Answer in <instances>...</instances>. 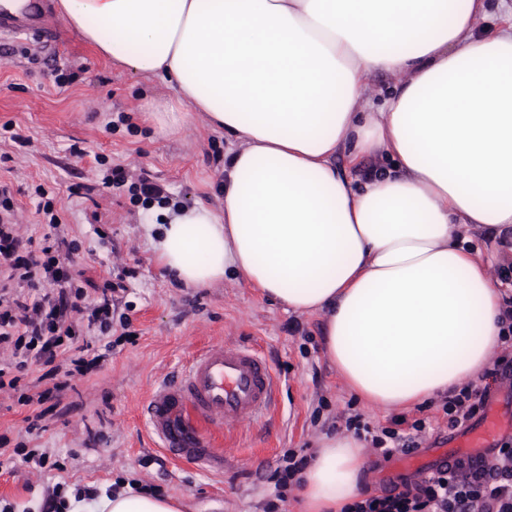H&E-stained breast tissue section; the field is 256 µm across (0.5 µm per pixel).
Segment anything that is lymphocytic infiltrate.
Listing matches in <instances>:
<instances>
[{"label":"lymphocytic infiltrate","mask_w":512,"mask_h":512,"mask_svg":"<svg viewBox=\"0 0 512 512\" xmlns=\"http://www.w3.org/2000/svg\"><path fill=\"white\" fill-rule=\"evenodd\" d=\"M37 195L36 212L48 218L40 240L23 239L15 225L0 224V347L11 351L9 361L0 364V389L18 391L23 406L34 401L20 391L32 365L47 367L57 391L66 388V380L73 374L102 366L104 354H90L71 313L86 314L89 328L103 336L110 335L114 323L112 283H105L101 295L92 299L84 286L59 267L56 254L66 240L60 235L57 201L42 188ZM45 282L52 284V291L28 300L25 288ZM487 404V389L467 382L446 398L442 410L449 427L457 428L482 417ZM429 427L425 418L409 421L395 417L389 426L377 430L359 413L345 419L346 430L367 435L373 451L385 459L415 452ZM309 462V455L302 450L283 455L272 473L275 498L266 502L264 512H280V503L298 486L297 476ZM341 512H512V444L503 443L493 458L480 466L459 462L451 468L400 478L381 495L362 492Z\"/></svg>","instance_id":"f902f5d3"}]
</instances>
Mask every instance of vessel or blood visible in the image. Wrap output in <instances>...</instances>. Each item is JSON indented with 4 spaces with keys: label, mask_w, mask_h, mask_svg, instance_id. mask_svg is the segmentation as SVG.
<instances>
[{
    "label": "vessel or blood",
    "mask_w": 512,
    "mask_h": 512,
    "mask_svg": "<svg viewBox=\"0 0 512 512\" xmlns=\"http://www.w3.org/2000/svg\"><path fill=\"white\" fill-rule=\"evenodd\" d=\"M37 10L35 0L15 12L0 8V38L34 33ZM276 390L273 368L257 349L214 342L192 357L179 378L150 393L143 414L159 448L173 460L220 471L227 451L217 447V434L226 424L266 414ZM496 430L495 416L486 414L476 428L459 437L457 447L444 449L425 462V469L448 467L460 460L478 465L488 462Z\"/></svg>",
    "instance_id": "b4317fda"
}]
</instances>
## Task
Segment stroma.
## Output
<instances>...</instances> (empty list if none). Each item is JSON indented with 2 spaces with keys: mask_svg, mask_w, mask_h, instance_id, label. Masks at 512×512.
<instances>
[{
  "mask_svg": "<svg viewBox=\"0 0 512 512\" xmlns=\"http://www.w3.org/2000/svg\"><path fill=\"white\" fill-rule=\"evenodd\" d=\"M49 24L47 47L31 38L0 46V126L12 124L28 140L23 147L0 140V184L10 187L14 222L27 237L43 233L36 187L57 194L63 234L78 244L61 251V263L79 282L100 286L108 277H123L126 289L115 298L129 333L101 368L74 375L42 404L22 406L17 394L0 392V435L9 446L46 449L62 464L48 472L20 462L0 467V503L13 512H41L58 485L73 494L129 483L159 486L161 494L181 501L182 512H263L275 494L269 476L284 451L313 448L322 434L341 431L347 410L374 427L387 426L392 415L363 404L332 368L323 316L287 312L235 274L213 287L184 288L154 263L160 206L137 201L133 184L144 177L169 201L218 206L224 156L233 143L199 117L171 135L144 125L142 107L171 99L169 83L96 57L57 17ZM64 64L77 77L60 89L51 69ZM108 165L125 168V186L104 187ZM213 341L261 344L277 381L271 413L224 430L220 443L233 455L218 475L164 454L141 412L154 385ZM37 413L42 428L28 432L27 418ZM405 416L433 422L419 454L450 447L456 432L441 401Z\"/></svg>",
  "mask_w": 512,
  "mask_h": 512,
  "instance_id": "stroma-1",
  "label": "stroma"
}]
</instances>
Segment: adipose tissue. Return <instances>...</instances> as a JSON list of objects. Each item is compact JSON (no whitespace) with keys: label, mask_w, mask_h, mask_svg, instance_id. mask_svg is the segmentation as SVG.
<instances>
[{"label":"adipose tissue","mask_w":512,"mask_h":512,"mask_svg":"<svg viewBox=\"0 0 512 512\" xmlns=\"http://www.w3.org/2000/svg\"><path fill=\"white\" fill-rule=\"evenodd\" d=\"M487 0H57L98 56L169 82L177 104L238 148L219 208L168 210L157 265L184 287L241 275L293 313L326 315L325 349L368 405L410 409L482 383L498 351L500 283L469 227L512 239V21ZM398 82L375 110L370 76ZM383 157L361 190L334 168ZM364 466L353 436H322L294 512H340ZM68 512H181L130 487Z\"/></svg>","instance_id":"adipose-tissue-1"}]
</instances>
